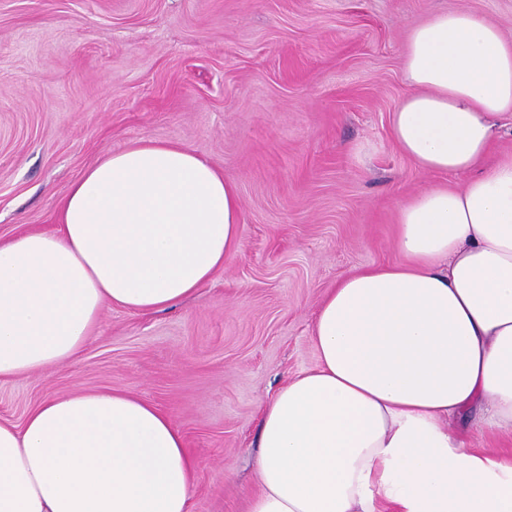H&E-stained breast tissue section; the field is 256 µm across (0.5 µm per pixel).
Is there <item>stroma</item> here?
Returning a JSON list of instances; mask_svg holds the SVG:
<instances>
[{"mask_svg": "<svg viewBox=\"0 0 512 512\" xmlns=\"http://www.w3.org/2000/svg\"><path fill=\"white\" fill-rule=\"evenodd\" d=\"M475 12L512 41V0H0V241L58 229L72 183L152 139L182 144L240 197L239 251L197 293L106 305L71 362L0 384V422L41 401L124 391L196 457L190 512H246L261 409L317 367L323 295L398 261L400 206L467 174L418 169L389 117L408 33Z\"/></svg>", "mask_w": 512, "mask_h": 512, "instance_id": "obj_1", "label": "stroma"}]
</instances>
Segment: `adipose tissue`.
<instances>
[{"label":"adipose tissue","mask_w":512,"mask_h":512,"mask_svg":"<svg viewBox=\"0 0 512 512\" xmlns=\"http://www.w3.org/2000/svg\"><path fill=\"white\" fill-rule=\"evenodd\" d=\"M392 137L419 169L468 174L403 204L400 261L342 276L313 320L318 366L262 409L246 512H512V454L448 427L512 431V42L466 10L408 35ZM55 232L0 242V382L66 363L105 303L193 295L243 239L235 185L188 147L139 141L69 188ZM197 463L172 419L118 391L0 423V512H189Z\"/></svg>","instance_id":"obj_1"}]
</instances>
